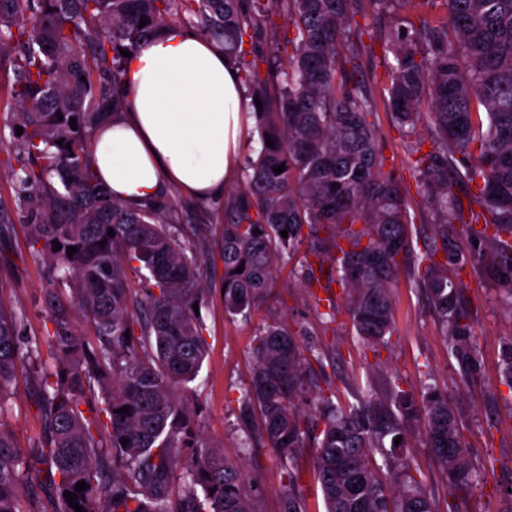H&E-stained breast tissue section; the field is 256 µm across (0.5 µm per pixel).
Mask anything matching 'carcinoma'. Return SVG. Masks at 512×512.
I'll return each instance as SVG.
<instances>
[{
	"label": "carcinoma",
	"mask_w": 512,
	"mask_h": 512,
	"mask_svg": "<svg viewBox=\"0 0 512 512\" xmlns=\"http://www.w3.org/2000/svg\"><path fill=\"white\" fill-rule=\"evenodd\" d=\"M352 4L0 0V58L13 63L14 125L23 128L13 136L10 170L28 207L31 253L48 263L44 310L52 324L43 341H28L23 315L0 307V512H42L45 499L54 512H75L66 490L83 512H256L244 466L197 435L196 412L179 398L206 357L193 309L204 293L202 245L177 238L173 198L131 208L112 198L90 161L95 130L127 106L120 50L134 51L170 24L220 42L247 95L262 102L254 111L260 151L246 162L243 187L224 200L225 312L249 310L279 261L305 244L314 257L301 265L308 285L347 290L359 338L388 343L410 215L369 121L375 98L353 78L366 34L392 55L383 94L410 142L431 216L417 286L447 336L460 384L480 377L461 272L481 270L512 305V0H423L428 11L417 22L379 32L356 21ZM261 35L272 43L266 57L254 49ZM69 246L77 249L70 257ZM315 263L326 278L315 275ZM60 283L74 302L59 295ZM78 311L92 334L81 330ZM306 333L277 321L260 332L240 407L243 431L257 432L282 459V512H306L295 460L308 447L326 512H438L402 457L415 422L444 468L455 500L448 512H458L456 501L471 496L480 475L448 394L429 386L417 396L395 383L376 398L356 384L353 401L335 402V389L322 388L312 367L321 355L300 341ZM26 362L43 424L32 453L5 418L16 368ZM499 374L512 395V340L503 344ZM124 406L129 413L118 412ZM81 480L89 488L74 491Z\"/></svg>",
	"instance_id": "carcinoma-1"
}]
</instances>
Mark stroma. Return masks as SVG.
<instances>
[{
    "label": "stroma",
    "instance_id": "stroma-1",
    "mask_svg": "<svg viewBox=\"0 0 512 512\" xmlns=\"http://www.w3.org/2000/svg\"><path fill=\"white\" fill-rule=\"evenodd\" d=\"M13 81L11 62L0 61V212L11 218L10 236L0 240V255L10 260L8 266H0V303L24 313L21 333L34 341L51 328L42 309L49 281L46 261L28 247L25 208L5 165L12 142ZM372 120L382 149L389 152L388 164L403 180L410 203L411 253L419 255L424 250L420 231L426 215L410 174L407 140L385 108H378ZM180 230L204 242L209 266L200 307L208 354L184 398L197 413L200 433L223 445L225 456L243 464L254 489L257 512H281L287 480L274 450L258 441L247 444L238 400L250 381L257 334L264 325L276 321L294 330L303 325L311 331L323 353L322 377L333 388H342L351 379L363 384L383 377L415 393L428 384L447 391L449 401L462 416L464 434L475 449L473 464L484 477L466 502V512H512V498L507 495L512 489V393L499 383L502 343L512 337V310L501 302L495 283L467 270L461 275L463 295L478 314L476 344L483 365L481 379L464 387L458 383L441 326L412 277L401 275L393 288L394 333L388 344L371 346L358 338L345 309L337 310L335 322H319L316 301L326 293L320 288L307 292L299 279L300 265L294 260L281 264L271 288L246 315H228L221 290L224 265L219 224L191 220L182 223ZM8 407L7 422L18 444L25 449L34 447L42 435V421L28 367L19 368ZM403 456L414 477L435 499L439 512H448L446 476L428 449L416 440L404 449Z\"/></svg>",
    "mask_w": 512,
    "mask_h": 512
}]
</instances>
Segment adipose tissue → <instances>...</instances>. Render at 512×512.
Returning a JSON list of instances; mask_svg holds the SVG:
<instances>
[{
  "label": "adipose tissue",
  "instance_id": "obj_1",
  "mask_svg": "<svg viewBox=\"0 0 512 512\" xmlns=\"http://www.w3.org/2000/svg\"><path fill=\"white\" fill-rule=\"evenodd\" d=\"M231 70L216 42L185 26L142 42L126 62L127 108L91 146L116 200L134 206L173 188L200 202L223 198L252 123Z\"/></svg>",
  "mask_w": 512,
  "mask_h": 512
}]
</instances>
